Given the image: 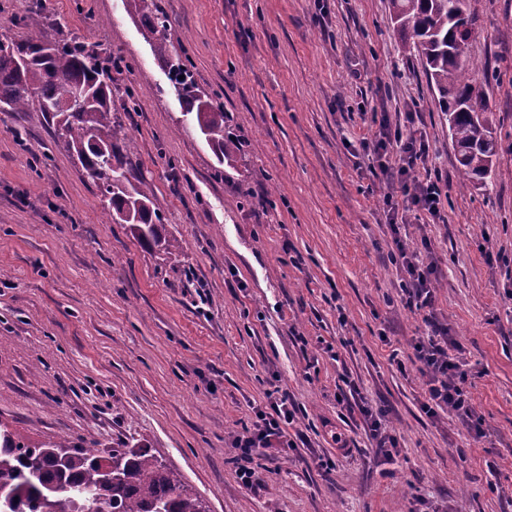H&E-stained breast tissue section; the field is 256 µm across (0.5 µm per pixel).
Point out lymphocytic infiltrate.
<instances>
[{
	"label": "lymphocytic infiltrate",
	"instance_id": "lymphocytic-infiltrate-1",
	"mask_svg": "<svg viewBox=\"0 0 512 512\" xmlns=\"http://www.w3.org/2000/svg\"><path fill=\"white\" fill-rule=\"evenodd\" d=\"M397 144L402 150L398 167H391L386 159L387 147ZM363 147L370 172H377L387 181L398 184L403 196L402 203H389L385 220L394 234L398 261L407 275L403 289L407 308L421 315L428 328L414 346L419 369L427 378V399L423 404L426 414L434 416L438 411H449L459 422L470 429H477L478 416L465 388L467 372L460 358L453 352L459 344L449 336L447 327L437 323L433 316L434 282L436 266L422 258L420 251L408 248L398 234L400 224L406 223L407 213H427L433 222H446L442 209L441 177L415 179L413 172L418 163L424 162L428 145L413 132L404 131L402 125H391L388 118H380L378 129L372 137L364 139ZM268 408L256 413L252 427L244 429L234 439L237 474L244 487L252 488L260 483L254 460L264 453H282L298 446L288 433L296 419L297 407L282 389L268 392ZM336 401L348 414H359L363 428L374 441L379 453L392 457L399 448L396 437L385 433L380 419L363 401L356 385L340 390Z\"/></svg>",
	"mask_w": 512,
	"mask_h": 512
}]
</instances>
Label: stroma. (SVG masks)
I'll list each match as a JSON object with an SVG mask.
<instances>
[{
    "mask_svg": "<svg viewBox=\"0 0 512 512\" xmlns=\"http://www.w3.org/2000/svg\"><path fill=\"white\" fill-rule=\"evenodd\" d=\"M157 3L194 83L224 108L233 165L184 114L126 0H0L2 41L124 57L112 84L135 145L124 174L150 184L176 244L151 250L107 221L97 180L45 113L0 112V421L31 443L148 448L210 512H512V0H472L468 53L492 67L478 80L499 154L468 189L390 0ZM381 112L393 124L419 113L429 153L416 175L448 180L446 223L413 218L400 235L431 243L435 314L461 346L481 439L421 408L425 325L401 303L383 216L402 196L360 146ZM346 377L398 438L395 460L345 423ZM276 385L309 445L263 459L248 489L232 442Z\"/></svg>",
    "mask_w": 512,
    "mask_h": 512,
    "instance_id": "stroma-1",
    "label": "stroma"
}]
</instances>
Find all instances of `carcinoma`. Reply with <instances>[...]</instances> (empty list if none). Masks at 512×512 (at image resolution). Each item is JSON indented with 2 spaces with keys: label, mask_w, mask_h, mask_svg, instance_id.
<instances>
[{
  "label": "carcinoma",
  "mask_w": 512,
  "mask_h": 512,
  "mask_svg": "<svg viewBox=\"0 0 512 512\" xmlns=\"http://www.w3.org/2000/svg\"><path fill=\"white\" fill-rule=\"evenodd\" d=\"M153 52L173 73L184 112L194 116L206 143L232 160L237 143L226 137L224 109L190 80L187 59L168 39V17L156 0H127ZM392 18L408 52L421 57L448 117L461 185L486 183L497 156V121L467 56L475 14L471 0H390ZM36 104L56 125L57 137L98 180L102 210L125 224L142 245L171 253L152 208V188L122 173L134 141L114 120L112 86L96 55L79 42L0 41V110L25 112ZM208 512L205 501L165 460L124 445L102 451L66 439L32 445L0 421V512Z\"/></svg>",
  "instance_id": "obj_1"
}]
</instances>
